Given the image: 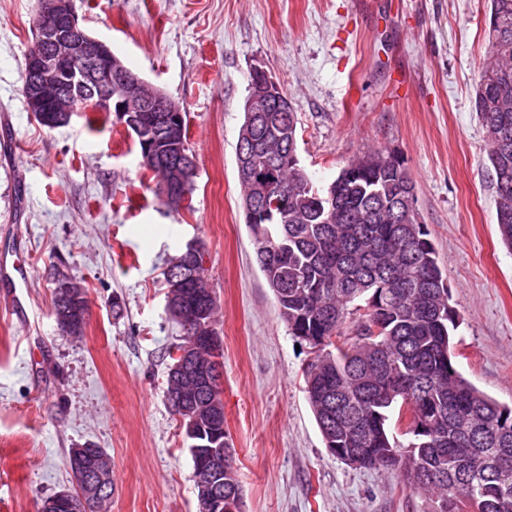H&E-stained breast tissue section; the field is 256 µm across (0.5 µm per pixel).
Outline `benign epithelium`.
<instances>
[{"mask_svg":"<svg viewBox=\"0 0 512 512\" xmlns=\"http://www.w3.org/2000/svg\"><path fill=\"white\" fill-rule=\"evenodd\" d=\"M34 42L39 51L27 58L24 98L28 111L42 124L61 126L80 111L77 102L88 107L101 106L114 114L124 127L134 131L143 144L144 160L165 169L161 193L172 205L184 199L181 189L196 168V160L177 149L181 109L165 94L146 91L142 78L131 73L112 54L110 47L90 35L79 22L74 0H41L32 21ZM292 103L288 95L266 71L256 68L251 73L248 96L244 105L246 122L236 154L238 179L252 187L243 198L249 218H255L264 197L282 192L277 184V167L288 162V153L274 160H259L264 140H256L249 131L265 130V140L288 141V128L280 122V113L288 112ZM206 264L205 247L190 244L170 263L166 277V310L170 317L185 321L192 314L193 333L178 352V362L169 380L179 382L171 405L186 434H204L224 414L217 395L204 401L196 392L223 387L224 342L208 318L213 294L199 289V272ZM61 313H73L65 325V334L79 336L87 312L83 311L81 294L63 287L58 296ZM70 307L71 311L64 310ZM229 441L219 433L209 435V447L193 449L201 474L196 477L197 499L204 512H240L237 500L224 497V457ZM87 449L71 452L74 490L58 492L40 506L41 512H106L112 499L108 478L107 456L94 464L84 463Z\"/></svg>","mask_w":512,"mask_h":512,"instance_id":"obj_1","label":"benign epithelium"}]
</instances>
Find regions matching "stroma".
I'll return each instance as SVG.
<instances>
[{"instance_id":"stroma-1","label":"stroma","mask_w":512,"mask_h":512,"mask_svg":"<svg viewBox=\"0 0 512 512\" xmlns=\"http://www.w3.org/2000/svg\"><path fill=\"white\" fill-rule=\"evenodd\" d=\"M80 23L178 103L197 161L169 206L123 126L78 114L49 130L22 95L40 0H0V512L73 488L70 449H103L111 512H197L188 442L165 391L181 341L163 270L205 245L224 340V429L243 512H424L396 471L332 456L304 391L308 346L283 322L241 208L236 145L250 74L288 93L315 187L364 153L404 161L459 312L455 365L512 406V250L474 108L487 0H74ZM87 292L83 336L53 314L58 275ZM121 313H114L113 305Z\"/></svg>"}]
</instances>
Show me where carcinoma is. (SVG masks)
Listing matches in <instances>:
<instances>
[{
  "label": "carcinoma",
  "mask_w": 512,
  "mask_h": 512,
  "mask_svg": "<svg viewBox=\"0 0 512 512\" xmlns=\"http://www.w3.org/2000/svg\"><path fill=\"white\" fill-rule=\"evenodd\" d=\"M474 107L496 189L500 237L512 247V0H490L488 59ZM288 184V244L266 280L290 333L315 350L305 392L323 440L358 449L361 467L397 470L431 512H512V407L467 382L452 355L459 315L430 232L403 205L415 189L404 161L383 151L344 167L317 189L300 165L278 169ZM355 311L356 334L339 333ZM421 415L391 430L402 408ZM224 493L242 494L237 470Z\"/></svg>",
  "instance_id": "obj_1"
}]
</instances>
